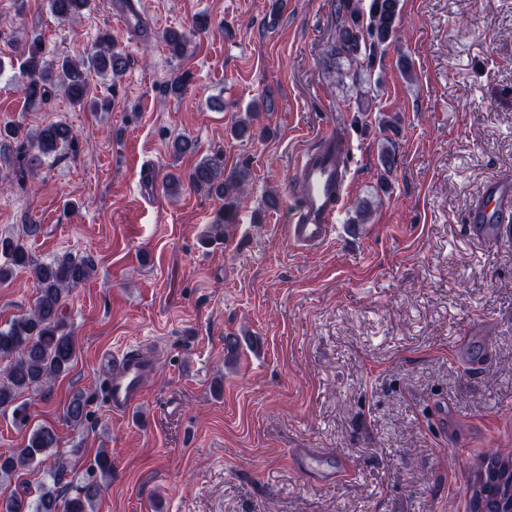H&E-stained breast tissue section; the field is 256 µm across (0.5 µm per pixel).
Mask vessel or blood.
Masks as SVG:
<instances>
[{"label":"vessel or blood","instance_id":"vessel-or-blood-1","mask_svg":"<svg viewBox=\"0 0 512 512\" xmlns=\"http://www.w3.org/2000/svg\"><path fill=\"white\" fill-rule=\"evenodd\" d=\"M114 14L127 29L143 25L140 0H118ZM349 179L348 144L334 130H326L317 146L299 158L289 186L285 232L298 249H317L329 241L346 204ZM486 192L485 204L468 215L472 232L489 240H511L512 188L492 183ZM103 362L109 407L117 414L131 412L142 401L145 383L155 370L153 361L126 351L105 355Z\"/></svg>","mask_w":512,"mask_h":512}]
</instances>
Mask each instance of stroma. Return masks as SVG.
I'll list each match as a JSON object with an SVG mask.
<instances>
[{"label": "stroma", "instance_id": "1", "mask_svg": "<svg viewBox=\"0 0 512 512\" xmlns=\"http://www.w3.org/2000/svg\"><path fill=\"white\" fill-rule=\"evenodd\" d=\"M140 2L150 27L133 38L113 0H90L73 22L46 0H0V124L62 122L79 137L77 153L43 157L36 178L0 183V235L37 224V258L71 251L96 266L65 310L70 372L28 395V427L0 413V450L53 426L52 454L71 460L77 485L106 450L97 512H472L489 457L512 453V241L473 236L466 222L487 181L512 182V0H400L396 40L336 82L337 0H285L275 16L271 0ZM201 15L209 26L197 32ZM171 29L191 35L183 56L163 40ZM105 30L127 58L118 87L91 88L109 111L59 94L26 103L27 36L41 33L51 60ZM255 100L266 136H231ZM396 112L394 135L380 120ZM326 128L348 142L351 181L333 238L304 253L284 231L289 183ZM178 136L194 153H174ZM217 153L251 172L248 203L220 240L219 199L163 187ZM144 166L158 171L152 202ZM36 296L23 271L0 285V325ZM143 344L156 373L135 412L114 414L100 358ZM488 352L492 364L467 369ZM77 391L89 416L72 427L63 412ZM297 448L343 457L353 474L314 482Z\"/></svg>", "mask_w": 512, "mask_h": 512}]
</instances>
